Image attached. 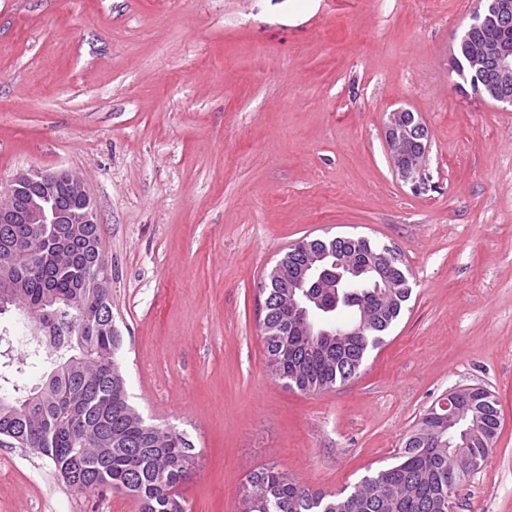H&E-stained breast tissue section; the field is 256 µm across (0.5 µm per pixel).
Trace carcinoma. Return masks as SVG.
<instances>
[{
	"mask_svg": "<svg viewBox=\"0 0 512 512\" xmlns=\"http://www.w3.org/2000/svg\"><path fill=\"white\" fill-rule=\"evenodd\" d=\"M484 31L459 38L450 66L474 89L492 94L493 85L473 81L471 62ZM56 201L83 218L94 203L68 193L59 174L45 187L18 198L21 210ZM14 249L23 260L0 277V320L24 306L30 329L13 336L23 356L0 354V440L32 448L50 459L62 479L81 492L129 495L139 512H187L179 491L191 443L174 429H157L130 404L118 362L121 336L112 324V295L90 287L107 264L98 224H0V251ZM354 257L359 266L375 259L386 268L390 288L383 299L374 288L354 296L349 288L297 287L312 259ZM411 296L409 271L398 253L366 237H313L290 246L267 276L262 332L275 377L305 393L342 386L359 373L401 316ZM302 299L330 318L325 326L362 329L354 336L313 338L290 322V304ZM47 366L39 380L31 371ZM462 417L448 426V410L435 403L407 435L393 461L364 476L347 494L305 488L275 466L247 479L245 512H448V492L460 490L494 452L501 429L498 398L482 385L452 394ZM112 444L98 458L86 448Z\"/></svg>",
	"mask_w": 512,
	"mask_h": 512,
	"instance_id": "1",
	"label": "carcinoma"
}]
</instances>
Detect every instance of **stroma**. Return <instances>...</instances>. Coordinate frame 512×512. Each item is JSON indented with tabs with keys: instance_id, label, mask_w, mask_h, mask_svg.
Instances as JSON below:
<instances>
[{
	"instance_id": "35a3bbf8",
	"label": "stroma",
	"mask_w": 512,
	"mask_h": 512,
	"mask_svg": "<svg viewBox=\"0 0 512 512\" xmlns=\"http://www.w3.org/2000/svg\"><path fill=\"white\" fill-rule=\"evenodd\" d=\"M475 0H0V187L75 170L112 263L133 406L194 446L189 512H241L255 471L352 491L439 399L501 405L457 512H512V112L449 57ZM430 133L427 192L392 168L387 111ZM365 236L410 271L360 374L270 372L259 286L307 235ZM0 512H138L0 445ZM58 172H65L68 174V187L73 195H88L90 196V192L88 190L87 184L84 179L75 172L69 170H60L53 172H44L39 170H27L22 171L13 176L10 182V187L8 190L7 198H16V192L22 190L23 186L28 184H32L34 182H40L38 177L42 180L50 179L49 173H53L56 175Z\"/></svg>"
}]
</instances>
